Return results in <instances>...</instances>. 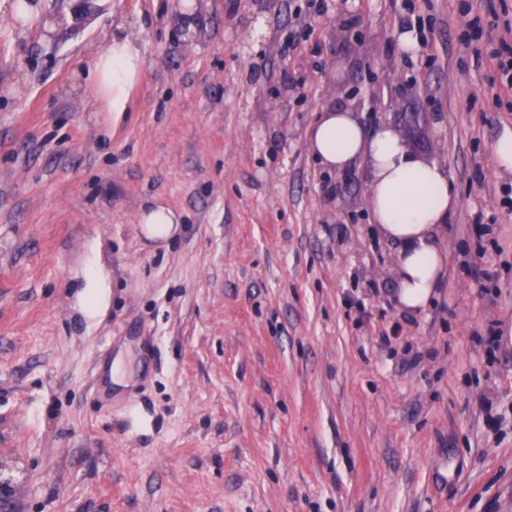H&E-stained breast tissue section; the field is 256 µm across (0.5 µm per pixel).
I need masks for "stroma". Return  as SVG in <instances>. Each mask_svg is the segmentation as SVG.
Segmentation results:
<instances>
[{
	"label": "stroma",
	"instance_id": "obj_1",
	"mask_svg": "<svg viewBox=\"0 0 512 512\" xmlns=\"http://www.w3.org/2000/svg\"><path fill=\"white\" fill-rule=\"evenodd\" d=\"M45 2L0 19V512H512V108L487 39L458 40L480 8ZM125 20L143 67L116 119L87 69ZM349 95L454 178L425 311L363 164L309 152ZM159 204L180 224L155 243ZM496 166L505 172L512 171V131L506 128L493 147ZM141 222L147 238L165 241L176 232L175 224H179L180 219L171 209L158 205L145 211ZM85 281L86 285L79 293V301L82 310L87 315L92 316L98 311L101 305L102 295L104 294L102 289L107 288V286L103 274L94 266L87 268Z\"/></svg>",
	"mask_w": 512,
	"mask_h": 512
}]
</instances>
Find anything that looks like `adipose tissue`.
Here are the masks:
<instances>
[{"instance_id":"ef3b65f1","label":"adipose tissue","mask_w":512,"mask_h":512,"mask_svg":"<svg viewBox=\"0 0 512 512\" xmlns=\"http://www.w3.org/2000/svg\"><path fill=\"white\" fill-rule=\"evenodd\" d=\"M142 63L139 47L127 36L113 37L92 61L89 75L108 111H126ZM308 143L312 156L330 170L365 161L372 221L398 248L397 300L407 311L426 310L446 276L440 233L458 205L448 171L418 157L394 127L383 123L367 129L339 104L323 108Z\"/></svg>"}]
</instances>
